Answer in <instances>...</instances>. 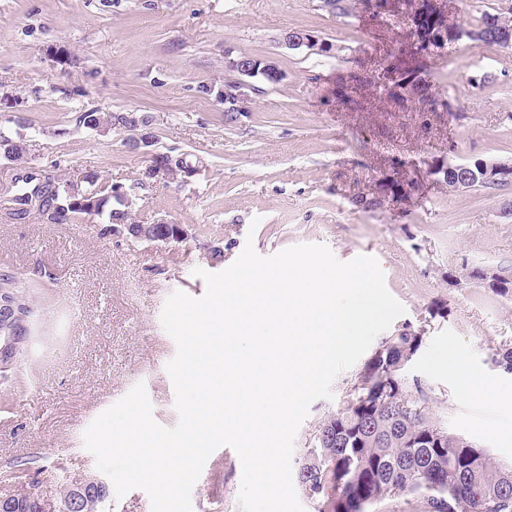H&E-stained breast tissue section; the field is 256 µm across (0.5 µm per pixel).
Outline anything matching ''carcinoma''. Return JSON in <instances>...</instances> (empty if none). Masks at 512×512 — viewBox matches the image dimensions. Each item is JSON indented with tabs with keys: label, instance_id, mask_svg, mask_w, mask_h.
I'll return each instance as SVG.
<instances>
[{
	"label": "carcinoma",
	"instance_id": "cac0c4a2",
	"mask_svg": "<svg viewBox=\"0 0 512 512\" xmlns=\"http://www.w3.org/2000/svg\"><path fill=\"white\" fill-rule=\"evenodd\" d=\"M493 20L497 29L512 30L505 12L485 13L472 29ZM435 20L426 11L415 12L398 34L396 44L382 63L398 87L409 84V98L428 100L431 109H448V99L432 90L422 78L434 54L414 44L418 30L428 31ZM94 116L102 126L126 122L117 112L86 110L77 123L86 125ZM42 174L22 170L6 183L12 199L0 203V211L20 222ZM41 198L40 214L54 223L63 210V223L102 221V234L114 224H130L128 207L112 200V185L99 178L82 185L77 201L62 196ZM8 291L23 309L30 308L29 286L16 274L0 273V290ZM423 336L404 327L386 338L367 359L356 382L335 413L319 426L316 445L305 453L299 468L300 486L317 506V512H371L373 506L406 495H418L435 512L440 503L454 512H478L477 507L509 505L512 512V466L499 464L488 451L467 439L452 435L430 415L425 402L409 389L403 372L419 351ZM74 485L63 486L59 512H104L103 501L87 498L72 510Z\"/></svg>",
	"mask_w": 512,
	"mask_h": 512
}]
</instances>
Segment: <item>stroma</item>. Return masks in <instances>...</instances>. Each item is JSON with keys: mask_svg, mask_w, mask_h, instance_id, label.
<instances>
[{"mask_svg": "<svg viewBox=\"0 0 512 512\" xmlns=\"http://www.w3.org/2000/svg\"><path fill=\"white\" fill-rule=\"evenodd\" d=\"M333 43L324 55L283 50L284 32ZM394 34L362 9L347 17L319 0H0V134L23 136L30 164L79 180L94 171L123 184L142 223L168 216L188 225L181 243H130L93 224H52L39 214L16 224L0 215V273L25 278L36 311L25 363L0 381V496L25 475L57 503L58 473L97 475L83 434L136 384L154 420L178 414L167 365L176 343L161 323L177 291L201 297L195 269L229 267L246 243L263 256L323 244L343 262L377 259L390 293L406 308L391 325L421 331L422 346L404 371L448 433L512 465V373L493 357L512 345V297L470 279L473 267L512 273V214L502 191H447L431 170L474 158L512 161V55L497 47L447 45L432 65L449 111L419 122L410 112H357L337 99L348 76L380 65ZM275 58L284 72L260 83L246 112L224 119L225 52ZM493 82L474 84L482 73ZM141 112L161 150L200 164L190 184L142 181L146 155L126 132L101 136L77 116ZM407 162L422 190L407 204L366 208L378 197L391 160ZM460 362L472 389L448 371ZM359 373H340L333 399L314 401L292 455L300 467L319 424L336 412ZM494 379L495 403L476 392ZM242 465L227 446L207 460L192 512H240Z\"/></svg>", "mask_w": 512, "mask_h": 512, "instance_id": "35a3bbf8", "label": "stroma"}]
</instances>
